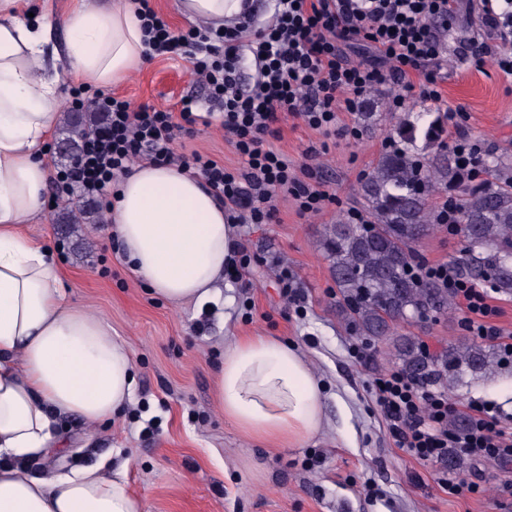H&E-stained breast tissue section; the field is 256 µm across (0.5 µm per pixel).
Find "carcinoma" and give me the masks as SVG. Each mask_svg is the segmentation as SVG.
I'll use <instances>...</instances> for the list:
<instances>
[{"mask_svg":"<svg viewBox=\"0 0 512 512\" xmlns=\"http://www.w3.org/2000/svg\"><path fill=\"white\" fill-rule=\"evenodd\" d=\"M94 120L88 112L68 113L63 142L80 147ZM489 168L495 178L471 184L453 154L434 166L420 158L415 140H406L381 155L364 179V221L324 225L320 251L361 335L382 338L401 323L448 314V289L415 269V246L432 229L427 200L437 174L449 187L462 189L456 222L465 243L461 275L512 294V158L497 157ZM397 342L405 373L449 389L467 378L483 377L503 362L478 342L452 346L436 357L404 336Z\"/></svg>","mask_w":512,"mask_h":512,"instance_id":"carcinoma-1","label":"carcinoma"}]
</instances>
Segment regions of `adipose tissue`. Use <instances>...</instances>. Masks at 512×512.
<instances>
[{
	"instance_id": "obj_1",
	"label": "adipose tissue",
	"mask_w": 512,
	"mask_h": 512,
	"mask_svg": "<svg viewBox=\"0 0 512 512\" xmlns=\"http://www.w3.org/2000/svg\"><path fill=\"white\" fill-rule=\"evenodd\" d=\"M25 4L0 0V456L16 459L60 447L56 417L101 421L135 391L127 344L71 303L50 249L22 230L42 208L49 171L40 149L63 104L43 65L52 22L28 16ZM63 24L69 68L96 85L117 84L143 62L134 0H79ZM109 222L125 262L158 296L214 300L236 234L199 177L133 163L114 188ZM322 391L298 348L271 336L238 339L217 376L226 418L291 446L322 430ZM0 512H144V504L121 470L45 478L0 465Z\"/></svg>"
}]
</instances>
